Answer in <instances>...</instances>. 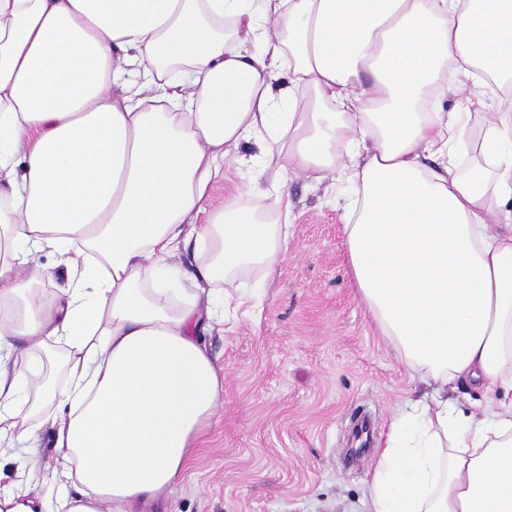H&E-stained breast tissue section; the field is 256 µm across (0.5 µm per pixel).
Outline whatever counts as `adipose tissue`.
Segmentation results:
<instances>
[{"label":"adipose tissue","mask_w":512,"mask_h":512,"mask_svg":"<svg viewBox=\"0 0 512 512\" xmlns=\"http://www.w3.org/2000/svg\"><path fill=\"white\" fill-rule=\"evenodd\" d=\"M448 64L467 111L423 110ZM492 78L512 81V0H0V447L51 432L54 512H134L183 479L224 395L200 335L259 308L239 278L282 261L289 181L329 171L357 191L359 294L427 388L367 512H512V105ZM463 144L465 168L426 166ZM251 145L273 224L211 202ZM471 383L490 398L466 413L448 394Z\"/></svg>","instance_id":"obj_1"}]
</instances>
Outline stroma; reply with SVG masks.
<instances>
[{"label":"stroma","mask_w":512,"mask_h":512,"mask_svg":"<svg viewBox=\"0 0 512 512\" xmlns=\"http://www.w3.org/2000/svg\"><path fill=\"white\" fill-rule=\"evenodd\" d=\"M293 237L261 313L204 334L224 377L223 404L188 470L153 512H364L375 453L399 404L426 388L410 378L353 281L343 214L353 197L333 178L295 179ZM365 416L369 445L346 451ZM55 466L50 436L0 456V487L18 460Z\"/></svg>","instance_id":"obj_1"}]
</instances>
